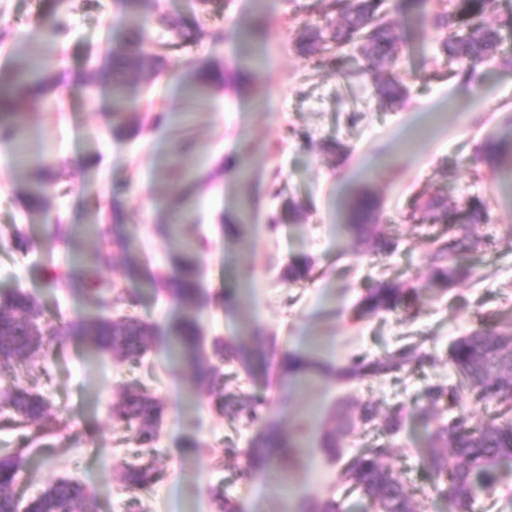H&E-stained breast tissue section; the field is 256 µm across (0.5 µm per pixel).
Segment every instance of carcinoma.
Listing matches in <instances>:
<instances>
[{
	"instance_id": "1",
	"label": "carcinoma",
	"mask_w": 512,
	"mask_h": 512,
	"mask_svg": "<svg viewBox=\"0 0 512 512\" xmlns=\"http://www.w3.org/2000/svg\"><path fill=\"white\" fill-rule=\"evenodd\" d=\"M325 14L338 17L342 24L331 20L326 27H305L300 33V47L310 54L327 52L322 63L336 68V72L351 78L354 73L343 67L346 51L355 50L365 56L377 69L393 64L404 46L402 37L394 31L388 20L390 0H325ZM512 26V15L499 14L497 0H448L440 3L435 26L449 31L440 43L441 55L448 72L470 83L479 68L500 62L512 66V55L502 49V28ZM146 33L132 29L125 38L109 46L103 57L112 78V125L121 130L126 125L129 90L141 81L145 61L149 57L162 59V55L147 54ZM212 70L195 71L193 94L204 96L218 87L222 79L210 77ZM60 77L51 67L35 57L17 63L12 69L0 73V140L12 141L20 136L23 112L38 108L54 91ZM378 94L391 103L403 102L408 94L405 83L391 78L378 84ZM505 154L504 143L495 138L486 141L483 155L489 164H495ZM51 173L50 161L39 155L31 160V177L24 196L33 209L49 210L46 179ZM345 227L356 241L369 245L382 254L394 250L393 243L381 232L377 220V200L370 192L356 196L348 205ZM483 205L476 200L469 203L464 221L442 224L433 231L436 245L433 267L428 280L451 286L469 272L459 259L468 252L477 251L487 239L477 232L475 225L484 220ZM103 256L98 250L84 254L79 270L87 281L85 297L98 309L130 308L136 297L120 288L106 287L95 276ZM148 285L165 290L170 298L186 311V316L170 328V335L191 370V384L199 394L211 395L224 388L220 364H249L253 351L241 342L231 339L213 342V356L204 351V337L193 317L202 301V288L196 269L188 260H176L173 274L157 278L150 276ZM420 300V289L412 283L378 282L368 288L355 309V315L393 311L399 307L413 309ZM83 332L89 346L110 354L117 362L136 365L155 339V327L132 314L116 319L91 317L84 321ZM54 329L42 322V312L36 301L23 293L0 295V408L10 413L4 425L30 431L21 436L18 447L0 451V512H19L16 480L27 445L47 434L62 436L70 428L68 422L56 420L48 429L43 422L51 415L48 402L39 394L16 381V370L26 364L34 354L47 347L48 337ZM414 343L404 344L372 359L357 355L335 370L325 369L329 375L342 379L393 376L407 373L424 361ZM449 359L458 378L452 383L430 385L425 392L424 410L433 416L448 413L429 433V446L422 450L421 465L429 474L433 486L443 487L454 504L456 512H474L479 494H492L502 479L503 467H512V324L503 327H480L454 342ZM285 375L296 376L322 366L307 355L286 354L281 359ZM492 402L495 411L483 423L469 425L463 405V396ZM218 409L253 425L262 420L264 400L251 395L231 401L217 402ZM109 417L121 422L132 433L141 448L153 444L162 416L159 401L138 386L121 390L120 399L108 404ZM374 426L377 413L364 406L352 412L351 406L341 404L331 417L324 436V448L332 456L337 454L343 438L354 427L355 421ZM402 408L379 426L391 437L400 430ZM283 447L289 442L280 437L278 428L264 427L242 450L251 465L265 463L271 458L274 444ZM390 448L379 444L364 448L346 463L341 479L347 490L367 497L375 512H424V503L418 500L406 483L392 469L383 464ZM159 479L156 467L142 460L121 466V480L131 490H147ZM212 497L216 512H238L237 504L224 489L216 488ZM24 512H96L86 487L76 481L60 480L49 484L39 495L27 500ZM301 512H343L342 502L334 497L309 503Z\"/></svg>"
}]
</instances>
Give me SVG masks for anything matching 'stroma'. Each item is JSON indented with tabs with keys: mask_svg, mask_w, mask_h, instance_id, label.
<instances>
[{
	"mask_svg": "<svg viewBox=\"0 0 512 512\" xmlns=\"http://www.w3.org/2000/svg\"><path fill=\"white\" fill-rule=\"evenodd\" d=\"M58 7L57 0H0V71L41 41ZM63 7L68 28L46 62L65 79L41 110L25 116L30 142L44 146L67 181L50 186L48 212L29 209L21 189L30 169L18 162L13 144L0 143V294L31 295L43 321L61 329L48 352L30 360L24 381L52 412L73 422L72 439L26 464L20 493L35 496L68 479L88 488L97 512H125L133 499L143 512H170L175 500L181 512H213L210 491L220 486L241 512H298L330 496L343 499L347 512H367V502L340 484L341 466L323 447L331 413L342 402L372 405L382 416L403 407L386 463L409 488L429 487L420 450L433 421L422 414L423 393L430 384L454 381L448 359L454 340L512 320V206L500 196L512 163V67L479 70L476 85L497 83L492 101L462 114L449 109V74L430 23L438 0H399L389 14L405 40L392 70L408 88L394 107L378 98L376 74L364 56L347 59L361 72L351 83L300 53L298 30L324 23L315 4L298 16L289 0H215L205 14L191 0H146L135 12L119 0H68ZM160 13L181 20L183 37L157 25ZM137 27L165 44L167 65L160 71L146 62L128 109L129 124L140 132L118 135L108 83L99 82L90 96L80 77L88 48L104 49L110 37ZM235 64L250 69L249 87L187 95L196 68ZM351 113L357 121H348ZM493 137L508 144L504 166L495 169L482 153ZM340 180L346 193L365 189L378 197V222L397 242L394 253L380 254L339 231ZM433 198L452 210L474 199L487 207L479 232L491 245L468 258L469 277L449 288L426 286L434 247L408 218L411 203ZM291 199L305 207L301 221L269 223ZM173 213L180 214L179 224L160 234ZM105 216L113 237L106 246L94 233ZM228 224L239 225L242 237L225 235ZM19 231L27 249L14 245ZM123 238L132 239L131 253L117 247ZM202 240L206 248L190 254L204 292L196 312L203 334L240 337L255 352L250 369L228 368L224 392L264 397V421L291 439L288 455L263 468L248 467L241 453L257 427L217 411L216 396L197 394L171 342L154 343L133 367L92 350L82 335L92 310L82 283L70 275L76 256L105 248L102 278L139 290L134 315L164 332L183 311L142 280L170 273L184 243ZM303 258L311 262L308 277L284 280L288 264ZM407 280L422 287L417 309L354 318L371 285ZM406 336L435 362L396 378L339 381L313 373L287 379L280 373L286 353L336 367L358 354H386ZM140 383L164 408L158 439L146 451L161 478L150 490L133 492L118 470L135 444L109 419L107 406L123 386ZM189 439L198 448L186 447Z\"/></svg>",
	"mask_w": 512,
	"mask_h": 512,
	"instance_id": "stroma-1",
	"label": "stroma"
}]
</instances>
